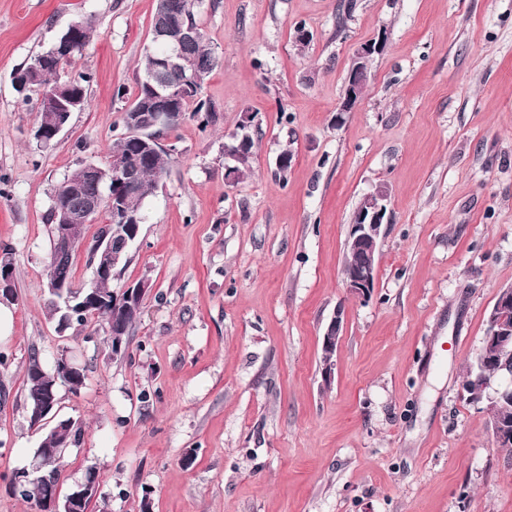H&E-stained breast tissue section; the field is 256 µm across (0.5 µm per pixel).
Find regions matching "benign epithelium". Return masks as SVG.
I'll list each match as a JSON object with an SVG mask.
<instances>
[{"label":"benign epithelium","instance_id":"7a95c632","mask_svg":"<svg viewBox=\"0 0 512 512\" xmlns=\"http://www.w3.org/2000/svg\"><path fill=\"white\" fill-rule=\"evenodd\" d=\"M151 35L153 44L163 46L156 70H183L189 72V78L179 86H172L161 82L157 75H150L144 81L149 90L147 105L143 110L139 108L130 110L127 121L132 126H138L140 130H148L156 126L164 132L173 122L181 120L182 113L178 105L182 98L193 95L200 89L206 70L196 67L183 52L185 45L200 38V30L184 25L172 11L169 0H158ZM79 40V25L75 23L65 30L59 45L33 57L15 69L14 85L23 91L37 83L43 69L48 64L59 63L69 56L76 50ZM381 47L382 43L379 41L369 42L358 50L355 56L356 64L349 72L344 99L338 113L350 111L361 97L368 77V71L363 68L361 62L373 57ZM73 88L74 82L60 80L41 86L37 108L36 138L38 141L56 139L67 125L71 113L84 108V98L75 93ZM86 180L101 189V193L85 200L82 218L85 220L92 218L106 203L112 214V223L129 225V235L116 243L109 244L99 265L95 268L96 276L106 277L112 274V262L117 260L119 254L131 249L135 244L143 218L131 213L125 204V187L131 180L130 171L125 165L116 163L107 173L95 164H83L67 183L64 194L59 196L54 204L58 250H70L68 224L72 222L73 216L69 208L64 205V200L66 196L78 193ZM366 199L367 207L354 212L347 238V242L351 243L352 251L362 254L365 262L352 268L347 279L344 280L347 292L363 300L371 295L375 287L382 230L390 221L388 195L383 186H376L372 192L366 194ZM147 287L148 284L145 281L133 282L114 294L112 326H119L120 314L133 310L139 305ZM511 313L512 289L502 290L488 313L487 331L482 341V359L488 363L498 364V371L481 376L480 389L469 395V399L473 402H479L484 398L490 403L512 400V384L494 389L493 394L489 396L485 395L493 378L500 375L512 377V368L504 362V359L509 357L507 351L512 347V324L508 322V315ZM342 325L343 308L339 305L322 338L323 364L327 375L331 374L334 366L333 357L338 347ZM97 486L96 482L86 483L64 496L60 495V490L56 489L51 497L42 503L39 512H75L76 501Z\"/></svg>","mask_w":512,"mask_h":512}]
</instances>
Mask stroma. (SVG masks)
<instances>
[{
	"instance_id": "stroma-1",
	"label": "stroma",
	"mask_w": 512,
	"mask_h": 512,
	"mask_svg": "<svg viewBox=\"0 0 512 512\" xmlns=\"http://www.w3.org/2000/svg\"><path fill=\"white\" fill-rule=\"evenodd\" d=\"M155 7L0 0V246L18 294L0 335V512H32L6 482L39 443L29 357L64 350L86 383L59 387L58 413L85 433L61 483L97 468L105 512H512V458L462 391L512 288V0H197L215 121L161 137L169 168L111 284L153 290L116 359L100 323L61 334L45 310L48 214L72 170L106 162ZM81 20L94 37L60 77L87 78L88 103L44 148L39 94L12 73ZM380 36L364 94L338 113L357 48ZM245 132L251 169L225 184L224 147ZM379 184L391 221L362 300L344 288L345 242ZM342 325L343 308L339 306L336 307V311L334 312L333 317L331 318L329 324L327 325L322 338L324 371L325 374L329 376H331V372L334 366L333 357L338 347L340 330L342 328Z\"/></svg>"
}]
</instances>
